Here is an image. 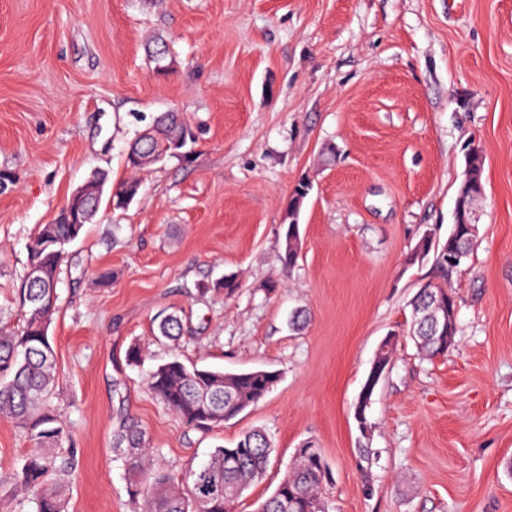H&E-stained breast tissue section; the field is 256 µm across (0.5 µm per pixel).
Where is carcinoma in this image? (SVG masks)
Instances as JSON below:
<instances>
[{
  "instance_id": "1",
  "label": "carcinoma",
  "mask_w": 512,
  "mask_h": 512,
  "mask_svg": "<svg viewBox=\"0 0 512 512\" xmlns=\"http://www.w3.org/2000/svg\"><path fill=\"white\" fill-rule=\"evenodd\" d=\"M185 122L176 112H164L149 127L129 152L137 160L127 161L134 170L162 162L175 151L167 132ZM140 189L137 179L120 182L112 193V204L123 209ZM307 189L297 188L288 211L285 238L299 236L297 217ZM80 223L40 225L29 245V265L37 266L40 280L31 288H18V300L25 311V324L19 330L0 333V415L23 428L33 444L20 469L13 474L15 484L28 494L33 512H67L64 491L47 482L63 457V434L50 407V397L58 380L55 352L48 336L55 309L56 285L66 247L77 240L84 227L93 222L99 208L92 201L74 200ZM436 253L437 261L448 265V249L462 248L470 254L474 241L453 239ZM422 292L412 302L409 337L428 357L440 354L430 335L428 309ZM158 335L177 340L184 325L174 313L159 317ZM395 347L378 356L364 385L367 396L388 373ZM279 374L270 370L224 372L187 365L173 359L151 371L147 387L188 427L212 428L241 414L259 402L274 387ZM246 451L228 463L231 449L218 446L204 464L178 478L170 471L148 462L150 444L146 432L135 424H125L113 437V452L128 472V495L138 512H237L240 498L249 486L262 479L273 450L268 435L253 430L240 436L235 447ZM326 475L305 456L295 457L273 494L255 512H325L320 495Z\"/></svg>"
}]
</instances>
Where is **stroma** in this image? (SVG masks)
<instances>
[{"label":"stroma","mask_w":512,"mask_h":512,"mask_svg":"<svg viewBox=\"0 0 512 512\" xmlns=\"http://www.w3.org/2000/svg\"><path fill=\"white\" fill-rule=\"evenodd\" d=\"M151 40L169 46L170 72ZM169 111L192 140L131 172L130 145ZM472 146L485 185L472 254L450 271L432 254L408 263L423 235L446 244ZM96 171L141 188L126 208L101 204L57 285L51 406L76 457L51 480L68 512H134L112 451L128 419L176 474L267 430L274 451L238 512H255L307 442L329 468L328 512H512V0H0V329L24 323L31 238ZM229 275L230 294L217 286ZM427 283L456 299L454 343L427 359L400 340L360 432L379 345L407 329ZM170 312L185 326L175 343L153 334ZM175 357L280 379L200 431L147 389ZM31 448L0 418V480ZM305 188L302 189L298 187L296 189V192L293 194L292 203L289 207L288 215H287V229L284 236V242L282 245V250L280 253V260L288 265L293 264L296 261L297 254L295 251H291L288 244V238L292 237H298L300 239L299 234V224L297 221V217L299 214L300 207L303 203L304 198L308 194V186L303 185ZM289 218V219H288Z\"/></svg>","instance_id":"35a3bbf8"}]
</instances>
